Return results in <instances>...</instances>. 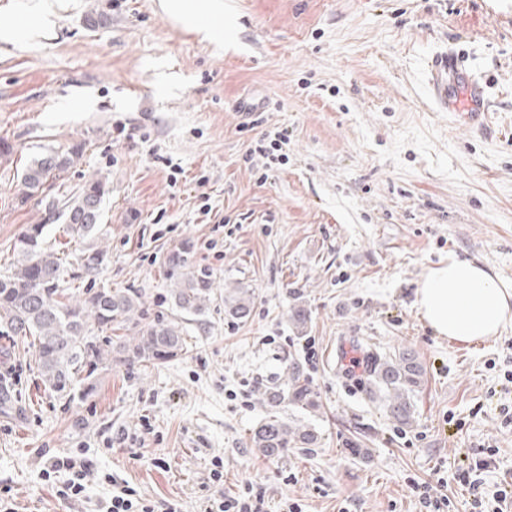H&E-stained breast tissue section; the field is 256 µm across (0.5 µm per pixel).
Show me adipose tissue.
<instances>
[{
	"mask_svg": "<svg viewBox=\"0 0 512 512\" xmlns=\"http://www.w3.org/2000/svg\"><path fill=\"white\" fill-rule=\"evenodd\" d=\"M71 2L13 0L10 23L0 25V45L20 48L54 37L60 14ZM161 7L203 38L223 40V0H162ZM416 304L437 336L460 343L497 336L512 323V288L484 266L454 257L428 270L416 290Z\"/></svg>",
	"mask_w": 512,
	"mask_h": 512,
	"instance_id": "obj_1",
	"label": "adipose tissue"
}]
</instances>
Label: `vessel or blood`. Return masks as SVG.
<instances>
[{
  "label": "vessel or blood",
  "instance_id": "1",
  "mask_svg": "<svg viewBox=\"0 0 512 512\" xmlns=\"http://www.w3.org/2000/svg\"><path fill=\"white\" fill-rule=\"evenodd\" d=\"M427 70L431 96L439 110L463 114L474 124L486 123L485 88L462 57L448 52L434 55Z\"/></svg>",
  "mask_w": 512,
  "mask_h": 512
}]
</instances>
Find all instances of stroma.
<instances>
[{
	"label": "stroma",
	"instance_id": "stroma-1",
	"mask_svg": "<svg viewBox=\"0 0 512 512\" xmlns=\"http://www.w3.org/2000/svg\"><path fill=\"white\" fill-rule=\"evenodd\" d=\"M448 46L485 85V130L430 99L427 61ZM278 129L288 143L270 162L261 146ZM0 140L13 149L0 158V272L45 216L39 198L17 203L18 172L76 147L48 194L107 178L101 285L137 291L150 321L171 311L170 253L188 248V266L214 278L188 353L104 364L89 397L58 399L31 344L0 336L6 512H101L125 486L154 512H204L247 489L265 512H420L416 480L467 512L453 475L488 447L487 486L512 478V324L459 343L415 303L452 256L512 285V0H224L220 47L159 0H74L52 39L0 49ZM237 286L253 297L242 321L224 313ZM404 347L425 369L409 428L367 391L374 356ZM293 362L320 408L280 413L321 443L269 460L248 438ZM52 456L87 465L83 493L64 496L70 473L44 471Z\"/></svg>",
	"mask_w": 512,
	"mask_h": 512
}]
</instances>
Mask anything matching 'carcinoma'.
I'll return each mask as SVG.
<instances>
[{"label":"carcinoma","instance_id":"1","mask_svg":"<svg viewBox=\"0 0 512 512\" xmlns=\"http://www.w3.org/2000/svg\"><path fill=\"white\" fill-rule=\"evenodd\" d=\"M79 150L49 149L26 166L17 178L16 197L25 203L44 193L47 183L61 177L75 163ZM109 193L103 176L86 181L80 193L62 209L67 234L81 244L75 263L88 287L75 299L61 287L64 262L60 252L43 240L45 224H32L16 245L17 265L0 275V325L7 335L32 339L42 381L60 398H71L77 384L94 389L99 366L113 357L126 366L162 364L188 352L185 316L203 312L211 297L212 273L187 267L185 252L169 257V267L181 271L170 292L172 311L139 329V337L112 343L105 332L112 325L139 324L140 297L129 289L98 288L96 282L107 257L102 246V203ZM252 297L237 287L224 296V312L238 320L249 317ZM424 368L416 353L404 348L392 356H376L371 368L370 397L383 402L388 419L400 426L414 422V396L422 386ZM267 416L250 436V447L273 460L290 448L318 444V432L291 424L279 415L287 403L305 410L320 407L317 396L297 363L288 367L286 383L266 393Z\"/></svg>","mask_w":512,"mask_h":512}]
</instances>
